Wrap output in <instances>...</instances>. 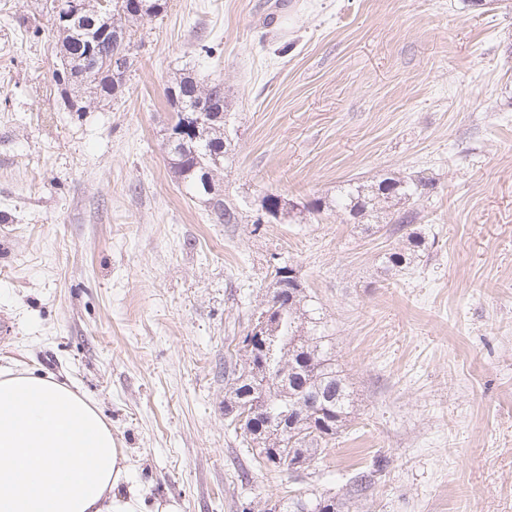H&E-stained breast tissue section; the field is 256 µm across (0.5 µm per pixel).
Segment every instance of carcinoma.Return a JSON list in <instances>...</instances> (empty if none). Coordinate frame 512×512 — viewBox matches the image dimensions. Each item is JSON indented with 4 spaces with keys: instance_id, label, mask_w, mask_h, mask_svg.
Masks as SVG:
<instances>
[{
    "instance_id": "carcinoma-1",
    "label": "carcinoma",
    "mask_w": 512,
    "mask_h": 512,
    "mask_svg": "<svg viewBox=\"0 0 512 512\" xmlns=\"http://www.w3.org/2000/svg\"><path fill=\"white\" fill-rule=\"evenodd\" d=\"M80 15L56 22L60 42L56 78L60 98L73 112H84L88 102L116 100L123 93L133 66L132 40L136 24L159 15L166 0H80ZM112 26L107 33L105 28ZM119 37H114V34ZM116 56L125 68L112 67ZM173 109L167 141L170 172L191 197H204L215 224H239L241 212L224 195L215 177L224 169L235 147L224 123L230 101L219 76L181 73L165 90ZM204 104L209 118L197 123V106ZM434 189L431 178L419 173L385 177L371 186L347 185L329 204L321 198L300 207L280 194L267 193L262 206L280 209V217L296 211L314 217L330 210L364 226L380 223L384 206L408 201ZM408 244L381 256L387 270L400 273L410 267L424 247L421 235L411 232ZM267 300L254 310L266 316L267 345L246 350L238 345L224 356V415L245 442L262 429L266 457L257 463L277 467L275 459H291L305 467L321 449L345 432L354 414L353 389L339 369L336 354L311 292L301 277H280L268 285ZM259 401L261 412L247 414L246 405ZM334 497L309 493L288 497L268 512H343Z\"/></svg>"
}]
</instances>
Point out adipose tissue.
Listing matches in <instances>:
<instances>
[{
	"label": "adipose tissue",
	"instance_id": "ef3b65f1",
	"mask_svg": "<svg viewBox=\"0 0 512 512\" xmlns=\"http://www.w3.org/2000/svg\"><path fill=\"white\" fill-rule=\"evenodd\" d=\"M125 449L73 384L0 374V512H180L130 482Z\"/></svg>",
	"mask_w": 512,
	"mask_h": 512
}]
</instances>
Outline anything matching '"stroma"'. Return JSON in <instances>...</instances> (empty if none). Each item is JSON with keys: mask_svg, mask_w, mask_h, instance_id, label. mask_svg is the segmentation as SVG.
Returning a JSON list of instances; mask_svg holds the SVG:
<instances>
[{"mask_svg": "<svg viewBox=\"0 0 512 512\" xmlns=\"http://www.w3.org/2000/svg\"><path fill=\"white\" fill-rule=\"evenodd\" d=\"M0 0V369L79 386L147 497L265 512L328 493L349 512H512V0H167L144 18L123 97L65 109L50 21ZM219 75L238 224L178 185L164 92ZM416 172L386 223L328 211L257 223L265 194L335 200ZM293 265L349 377L355 420L296 477L259 469L224 417V356L276 265ZM374 480L361 496L359 473ZM407 241L408 244L404 249H395L381 256V264L386 270H394L395 273L403 272L420 256L419 252L424 250L422 247L425 245L421 235L415 232L408 233Z\"/></svg>", "mask_w": 512, "mask_h": 512, "instance_id": "obj_1", "label": "stroma"}]
</instances>
